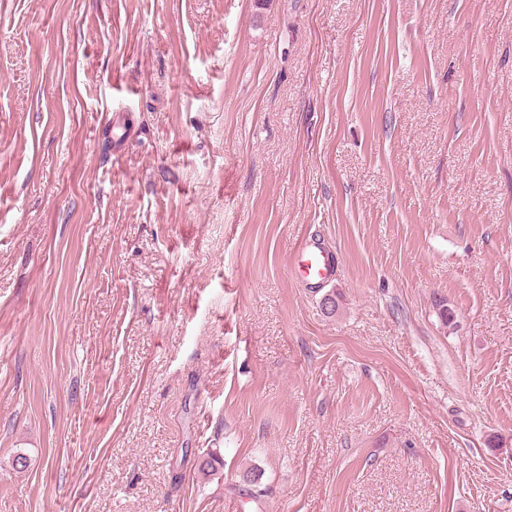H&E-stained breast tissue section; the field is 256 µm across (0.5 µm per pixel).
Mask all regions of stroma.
<instances>
[{"label":"stroma","instance_id":"obj_1","mask_svg":"<svg viewBox=\"0 0 512 512\" xmlns=\"http://www.w3.org/2000/svg\"><path fill=\"white\" fill-rule=\"evenodd\" d=\"M0 512H512V0H0ZM289 272L299 273L311 288L323 287L336 276V258L320 240H309L295 253Z\"/></svg>","mask_w":512,"mask_h":512}]
</instances>
